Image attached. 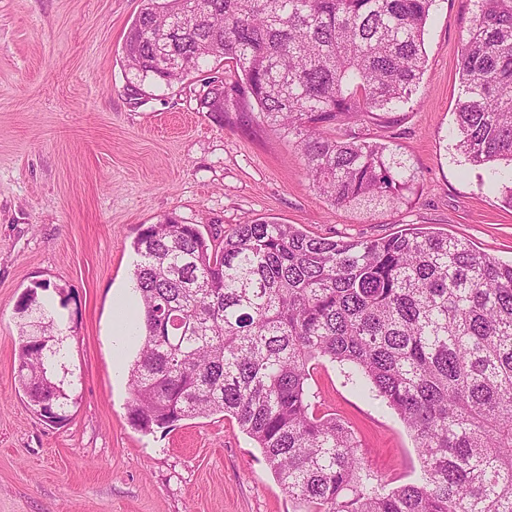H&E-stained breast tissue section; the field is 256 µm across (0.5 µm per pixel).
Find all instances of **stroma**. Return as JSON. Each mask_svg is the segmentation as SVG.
Wrapping results in <instances>:
<instances>
[{
  "instance_id": "35a3bbf8",
  "label": "stroma",
  "mask_w": 512,
  "mask_h": 512,
  "mask_svg": "<svg viewBox=\"0 0 512 512\" xmlns=\"http://www.w3.org/2000/svg\"><path fill=\"white\" fill-rule=\"evenodd\" d=\"M142 0H0V512H296L258 445L216 414L143 434L127 420L136 344L112 347L113 303L134 293L132 242L176 215L202 231L248 219L321 236L377 238L402 228L467 239L512 261V207L498 178L456 148L455 110L469 0H436L417 91L389 130L416 176L410 205L338 209L309 184L283 134L242 105L216 121L199 97L213 66L134 90L122 46ZM63 288L57 313L78 397L66 420L33 412L18 387L20 296ZM317 408L361 440L386 487L420 475L398 415L351 367L327 359Z\"/></svg>"
}]
</instances>
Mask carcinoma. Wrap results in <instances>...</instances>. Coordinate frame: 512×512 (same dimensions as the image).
<instances>
[{"instance_id":"1","label":"carcinoma","mask_w":512,"mask_h":512,"mask_svg":"<svg viewBox=\"0 0 512 512\" xmlns=\"http://www.w3.org/2000/svg\"><path fill=\"white\" fill-rule=\"evenodd\" d=\"M434 2L143 0L123 62L152 86L209 59L231 67L201 107L222 117L232 95L254 101L332 206L397 208L415 175L373 129L412 100ZM472 2L457 146L474 167L512 169V0ZM133 250L135 429L227 414L304 512H512V262L441 233L335 239L263 218L206 235L166 216ZM49 288L16 304L40 327L15 360L38 414L72 400ZM321 358L352 367L400 416L421 482L374 484L354 433L312 402Z\"/></svg>"}]
</instances>
